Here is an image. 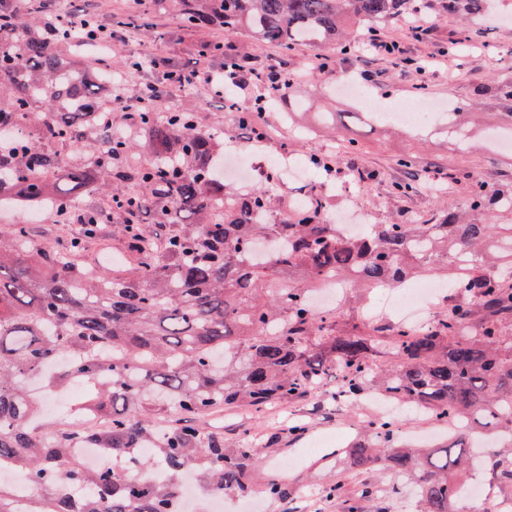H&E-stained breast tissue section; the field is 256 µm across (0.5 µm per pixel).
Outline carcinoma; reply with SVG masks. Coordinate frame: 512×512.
<instances>
[{
	"label": "carcinoma",
	"mask_w": 512,
	"mask_h": 512,
	"mask_svg": "<svg viewBox=\"0 0 512 512\" xmlns=\"http://www.w3.org/2000/svg\"><path fill=\"white\" fill-rule=\"evenodd\" d=\"M499 2L133 0L107 27L135 34L172 5L187 31L347 51L354 28L436 7L475 23ZM44 9L32 4L21 24L0 32V135L16 136L15 149L0 153V206L80 211L77 251L96 225L131 224L134 264L91 273L39 249L26 224L0 230V461L32 485L30 512H177L186 469L213 493L252 492L257 449L247 439L224 447L206 419L226 404L261 414L296 403L329 378L349 399L377 382L387 397L453 429V444L422 456L398 443L400 422L372 418L350 450L353 468L412 481L421 512H448L466 497L454 474L474 461L467 443L475 424L499 444L490 469L512 485V330L504 327L512 322V224L483 219L512 214V184L477 180L473 216L447 209L433 224H370L345 235L327 221L317 190L282 219L268 188L224 184V130L200 126L196 113L138 105L134 135L102 126L101 109L121 100L122 76L145 64L131 58L114 76L106 60L91 63L84 48L95 42L68 14L52 20L65 44L54 48L37 24ZM200 50L230 64L218 40ZM139 133L150 140L144 162L133 161ZM89 191L104 200L81 211ZM294 270L355 291L448 274L458 299L426 328L363 321L341 330L309 289L286 282ZM384 356L389 368L373 367ZM40 376L50 391L85 383L79 407L107 416L108 429L84 434L39 421L28 383ZM78 445L111 454L112 466L85 468L71 453ZM154 468L169 481L152 485L137 474ZM71 486L84 497L72 498ZM259 493L280 500L288 486L271 481Z\"/></svg>",
	"instance_id": "cac0c4a2"
}]
</instances>
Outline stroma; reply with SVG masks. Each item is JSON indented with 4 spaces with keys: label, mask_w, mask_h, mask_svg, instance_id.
<instances>
[{
    "label": "stroma",
    "mask_w": 512,
    "mask_h": 512,
    "mask_svg": "<svg viewBox=\"0 0 512 512\" xmlns=\"http://www.w3.org/2000/svg\"><path fill=\"white\" fill-rule=\"evenodd\" d=\"M155 24L164 31L163 39L145 31L101 48V55L111 60L113 72H122L133 56L164 57L181 67L195 62L197 37L183 31L172 12L163 13ZM421 24L427 34L420 40L412 37L404 21L382 24L378 31L399 39L407 56L415 60L447 52L449 69L430 68L420 77L395 68L383 57L345 64L333 52L326 72L306 74L303 64L315 55V48L298 45L285 54L241 35L223 38L225 45L246 49L260 67L287 69L294 79L296 102L280 100L278 111L268 113L266 137L251 146L252 155L268 161L318 156L340 173L358 168L359 177L339 181L337 203L360 214L367 224H422L444 206H466L473 180L512 182V154L501 152L486 133L474 132L461 142L449 138L442 125L433 122L405 128L378 120V113L395 105L414 106L422 101L455 105L477 100L493 112L505 109L497 86L512 74V24L494 19L470 27L443 9L428 12ZM340 78L361 85L375 104V113L358 110L352 101L337 95ZM197 100L204 103L198 113L202 125L236 123V112L223 98L213 96L208 86L195 88L189 95L168 93L164 104L189 107ZM408 155L415 161L410 170L399 165L400 158ZM402 181L413 182L415 192L408 196L395 193L394 184ZM21 222L29 223L34 239L42 246L69 263L106 271L124 269L131 263L123 225H102L84 250L74 252L69 238L78 232V225L57 223L47 210L32 218L20 208L0 209V229ZM337 387V381H328L313 399L271 406L260 415L235 405L225 407L223 417L215 423L225 447L251 435L259 450L258 478L274 476L288 487L284 500L271 501L256 493L244 497L248 512H348L352 503L358 512H417L408 483L395 481L382 469L368 473L351 469L346 450L362 437L364 418L376 413L379 393L371 388L361 398L348 401L338 397ZM296 422L306 426L298 437L287 431ZM340 478L346 482V497H325L328 483ZM363 484L375 486V497L357 498Z\"/></svg>",
    "instance_id": "stroma-1"
}]
</instances>
